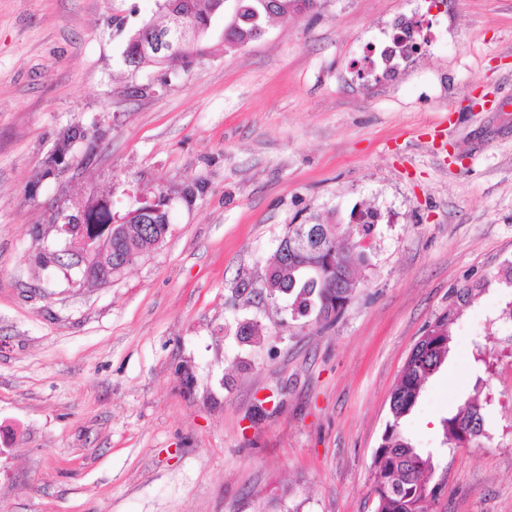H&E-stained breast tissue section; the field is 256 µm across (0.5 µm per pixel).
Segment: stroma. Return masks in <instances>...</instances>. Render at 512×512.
<instances>
[{
	"label": "stroma",
	"mask_w": 512,
	"mask_h": 512,
	"mask_svg": "<svg viewBox=\"0 0 512 512\" xmlns=\"http://www.w3.org/2000/svg\"><path fill=\"white\" fill-rule=\"evenodd\" d=\"M159 3L0 0V512H374L413 345L449 289L512 260V0H318L242 48L217 14L189 68L128 69ZM396 18L422 22V49L359 76ZM71 125L85 140L43 178ZM160 189L162 243L84 284L55 214L95 196L121 216ZM361 208L379 219L358 287L332 326H299L261 295L279 240ZM511 300L494 284L463 308L403 422L437 456L435 512H512L511 349L486 385L491 442L440 447ZM152 24L154 23H143L129 36L123 50V63L126 67H133L134 69H137L145 66H154V64H156V61L151 56H144L139 49L140 41L143 40V36L139 34L140 31L147 25H151V27L156 28V26Z\"/></svg>",
	"instance_id": "1"
}]
</instances>
